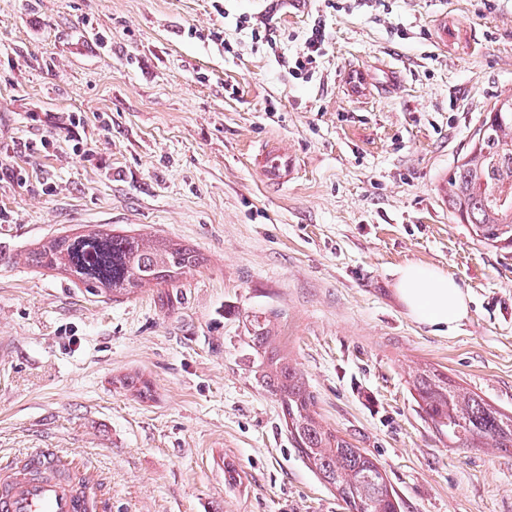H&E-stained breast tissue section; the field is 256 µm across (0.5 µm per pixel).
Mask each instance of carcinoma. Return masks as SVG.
Masks as SVG:
<instances>
[{
  "mask_svg": "<svg viewBox=\"0 0 512 512\" xmlns=\"http://www.w3.org/2000/svg\"><path fill=\"white\" fill-rule=\"evenodd\" d=\"M448 207L477 241L512 246V98L498 101L448 174ZM33 268L63 275L95 295L128 296L144 288H177L199 265L187 247L112 229H88L39 242L25 254ZM257 383L279 402L293 447L345 503L347 512H398L397 496L378 463L322 424L301 371L278 344L270 320L250 321ZM413 397L437 430L466 448L512 450V413L490 404L435 367L410 374Z\"/></svg>",
  "mask_w": 512,
  "mask_h": 512,
  "instance_id": "carcinoma-1",
  "label": "carcinoma"
}]
</instances>
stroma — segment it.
Returning a JSON list of instances; mask_svg holds the SVG:
<instances>
[{
    "label": "stroma",
    "mask_w": 512,
    "mask_h": 512,
    "mask_svg": "<svg viewBox=\"0 0 512 512\" xmlns=\"http://www.w3.org/2000/svg\"><path fill=\"white\" fill-rule=\"evenodd\" d=\"M317 20L325 54L294 78ZM510 96L512 0H0V463L60 449L95 469L107 512H346L254 379L250 321L272 317L399 512H512V453L437 432L408 376L434 366L512 411V248L474 240L446 192ZM267 142L298 159L287 189L251 164ZM80 225L203 262L178 293L117 299L24 262ZM410 262L469 290L458 327L409 317L393 285Z\"/></svg>",
    "instance_id": "35a3bbf8"
}]
</instances>
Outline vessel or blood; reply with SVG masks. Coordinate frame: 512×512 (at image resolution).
I'll return each mask as SVG.
<instances>
[{
    "instance_id": "b4317fda",
    "label": "vessel or blood",
    "mask_w": 512,
    "mask_h": 512,
    "mask_svg": "<svg viewBox=\"0 0 512 512\" xmlns=\"http://www.w3.org/2000/svg\"><path fill=\"white\" fill-rule=\"evenodd\" d=\"M253 163L266 183L279 187L287 184L296 166L288 150L276 144L262 147ZM68 468L62 452L36 449L26 473L0 476V512H89L91 503L81 485L93 482L96 475L86 468L70 478Z\"/></svg>"
}]
</instances>
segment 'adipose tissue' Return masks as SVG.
I'll return each mask as SVG.
<instances>
[{
    "instance_id": "1",
    "label": "adipose tissue",
    "mask_w": 512,
    "mask_h": 512,
    "mask_svg": "<svg viewBox=\"0 0 512 512\" xmlns=\"http://www.w3.org/2000/svg\"><path fill=\"white\" fill-rule=\"evenodd\" d=\"M395 294L417 323L443 329L453 327L469 314L470 295L451 275L421 263L400 268Z\"/></svg>"
}]
</instances>
